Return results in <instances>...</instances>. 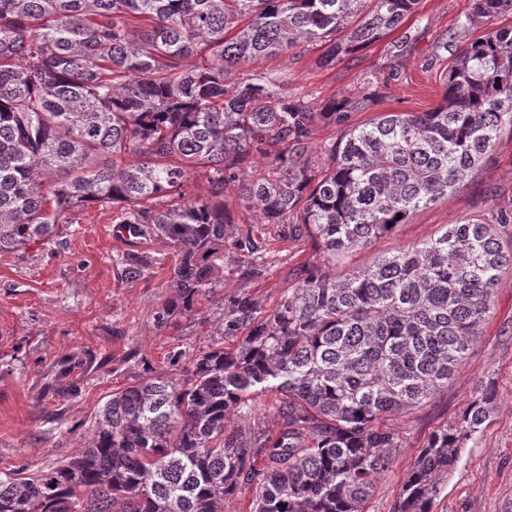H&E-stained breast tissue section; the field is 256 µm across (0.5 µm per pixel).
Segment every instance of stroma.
<instances>
[{"mask_svg": "<svg viewBox=\"0 0 512 512\" xmlns=\"http://www.w3.org/2000/svg\"><path fill=\"white\" fill-rule=\"evenodd\" d=\"M472 0H422L412 39L391 58L390 38L331 67H319L317 46L260 59L258 71L285 81L290 93L312 105L356 97L381 78L365 108L351 112L359 126L386 112H424L442 96L452 56L443 42L471 11ZM233 226L224 240V273L211 300L197 312L157 327L154 314L171 295L173 248L145 234L132 241L112 235L118 209L89 206L60 224L46 243L0 254V471L32 473L78 451L81 435L112 392L137 380L180 376L191 356L222 336L226 299L244 292L271 311L303 269L322 255L308 237L287 235L282 224H258L237 183L224 190ZM477 220L499 227L512 242V129L503 128L484 164L459 192L417 211L370 245L337 260V271L362 268L391 252L439 235L447 225ZM250 237L248 255L236 246ZM140 275L129 274V266ZM179 364H172L174 352ZM495 384L497 409L456 469L442 483L434 512H512V273L495 292L481 336L447 387L409 413L389 420L399 436L387 469L375 481L363 512H395L399 492L431 434L456 421L484 380Z\"/></svg>", "mask_w": 512, "mask_h": 512, "instance_id": "1", "label": "stroma"}]
</instances>
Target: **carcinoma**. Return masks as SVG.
Listing matches in <instances>:
<instances>
[{"instance_id":"obj_1","label":"carcinoma","mask_w":512,"mask_h":512,"mask_svg":"<svg viewBox=\"0 0 512 512\" xmlns=\"http://www.w3.org/2000/svg\"><path fill=\"white\" fill-rule=\"evenodd\" d=\"M421 0H0V253L50 240L67 213L117 206L175 249L163 327L210 297L239 183L262 224L307 234L326 262L269 314L234 294L222 325L238 347L195 355L181 378L147 377L112 394L79 451L33 476L0 473V512H224L255 485L250 512H362L398 447L380 426L448 385L512 270L494 224L440 235L364 269L335 262L414 212L461 190L512 129V26L477 34L512 0H472L465 42L426 112H388L347 129L309 161L312 126H343L368 101L315 107L253 69L319 44L331 66L399 29ZM243 77L231 87L224 73ZM135 156L131 163L117 158ZM206 173L208 195L187 186ZM282 396L280 428L252 418L257 392ZM496 408L493 380L431 435L397 512H433L442 481ZM252 421L228 429L230 417Z\"/></svg>"}]
</instances>
